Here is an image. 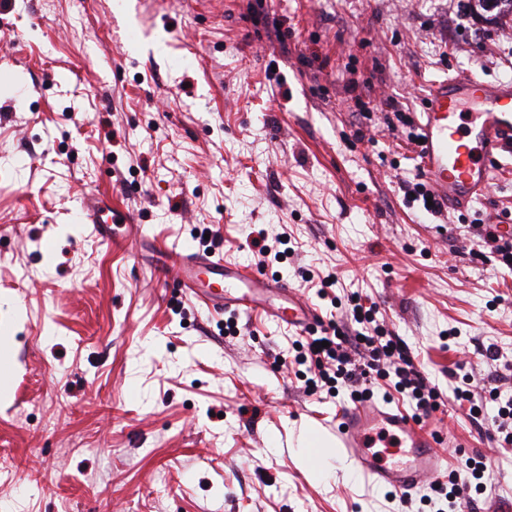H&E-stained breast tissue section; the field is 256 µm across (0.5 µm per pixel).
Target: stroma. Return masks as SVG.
<instances>
[{
    "instance_id": "35a3bbf8",
    "label": "stroma",
    "mask_w": 512,
    "mask_h": 512,
    "mask_svg": "<svg viewBox=\"0 0 512 512\" xmlns=\"http://www.w3.org/2000/svg\"><path fill=\"white\" fill-rule=\"evenodd\" d=\"M512 15L461 0H9L0 7V323L6 371L0 512H394L391 492L329 454L350 389L308 391L280 367L295 334L259 312L200 305L150 251L76 223L103 191L158 245L198 248L334 311L368 297L444 396H512V270L473 256L470 224L512 225V172L463 211L407 204L409 129L428 85L512 80ZM367 139L359 142L355 130ZM497 348L498 360L487 357ZM449 471L482 463L470 502L512 504V446L467 408L425 419Z\"/></svg>"
}]
</instances>
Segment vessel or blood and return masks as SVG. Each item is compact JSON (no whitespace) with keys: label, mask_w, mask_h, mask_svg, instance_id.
Instances as JSON below:
<instances>
[{"label":"vessel or blood","mask_w":512,"mask_h":512,"mask_svg":"<svg viewBox=\"0 0 512 512\" xmlns=\"http://www.w3.org/2000/svg\"><path fill=\"white\" fill-rule=\"evenodd\" d=\"M420 168L430 190L449 209L481 200L498 172V153L512 137V82L489 84L460 73L434 83L418 125ZM77 220L93 227L109 246L133 248L145 229L133 212L106 197L85 196ZM174 279L205 305L249 315L262 310L297 335L317 321L312 304L294 289L263 274L223 262L212 252L170 246ZM441 434L429 431L398 408L368 400L344 408L336 420V444L359 476L403 494L446 472Z\"/></svg>","instance_id":"obj_1"}]
</instances>
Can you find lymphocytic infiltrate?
<instances>
[{
  "label": "lymphocytic infiltrate",
  "mask_w": 512,
  "mask_h": 512,
  "mask_svg": "<svg viewBox=\"0 0 512 512\" xmlns=\"http://www.w3.org/2000/svg\"><path fill=\"white\" fill-rule=\"evenodd\" d=\"M350 315L358 326L354 337H347L335 324H328L320 334L301 343L295 362L314 365L317 382L328 385L340 378L355 382L368 378L379 372L381 361H389L393 366L391 383L407 397L415 413L427 416L437 410L438 392L415 368L407 345L390 336L378 322L375 306L354 300Z\"/></svg>",
  "instance_id": "lymphocytic-infiltrate-1"
}]
</instances>
